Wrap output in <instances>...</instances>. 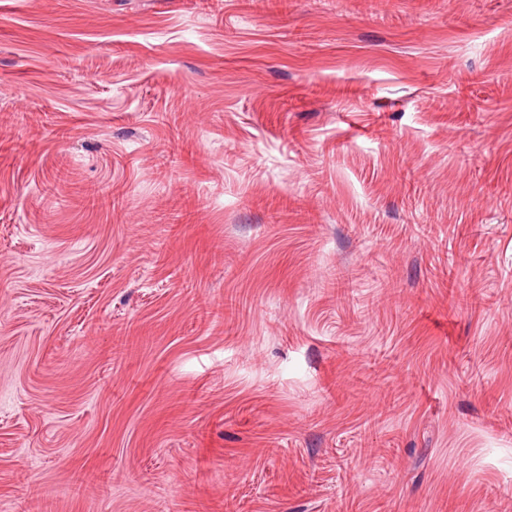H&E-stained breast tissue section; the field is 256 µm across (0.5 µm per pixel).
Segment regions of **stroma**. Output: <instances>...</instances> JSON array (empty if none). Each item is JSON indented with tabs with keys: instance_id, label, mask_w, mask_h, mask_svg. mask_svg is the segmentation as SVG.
<instances>
[{
	"instance_id": "stroma-1",
	"label": "stroma",
	"mask_w": 512,
	"mask_h": 512,
	"mask_svg": "<svg viewBox=\"0 0 512 512\" xmlns=\"http://www.w3.org/2000/svg\"><path fill=\"white\" fill-rule=\"evenodd\" d=\"M0 512H512V0H0Z\"/></svg>"
}]
</instances>
